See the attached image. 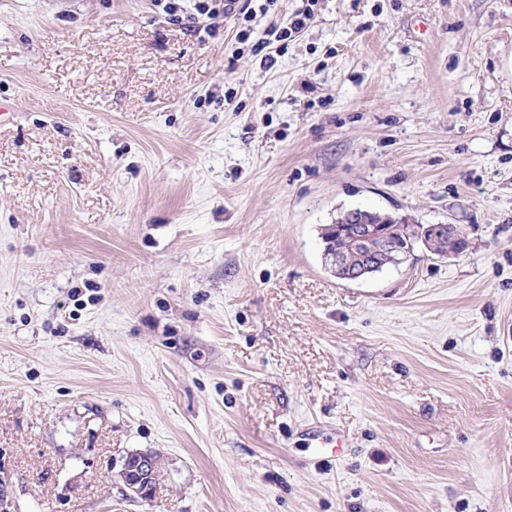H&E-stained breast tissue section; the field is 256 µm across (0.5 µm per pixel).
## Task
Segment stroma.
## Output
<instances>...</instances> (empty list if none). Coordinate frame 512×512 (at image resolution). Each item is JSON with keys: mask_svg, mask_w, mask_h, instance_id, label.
<instances>
[{"mask_svg": "<svg viewBox=\"0 0 512 512\" xmlns=\"http://www.w3.org/2000/svg\"><path fill=\"white\" fill-rule=\"evenodd\" d=\"M207 23L0 0V512H512V0ZM355 207L468 247L338 279ZM241 7L237 8L239 0H201L196 1L195 9L201 15H207L210 19L224 16V19L234 18L237 24L235 52L243 53L246 49L253 56L261 55V63L265 67H272L275 62V54L283 52L288 48V42L302 32L311 17L313 6L318 0H304L306 6L296 11L286 25L272 26L264 37L254 38V27L256 17L267 15L277 3V0H246ZM252 2H257L251 6ZM448 225L450 226V230L452 236L458 238L465 243V248L467 246V236L466 233L457 225L454 224H431L432 230L431 233H434V230H438L437 237L440 243L439 251L443 254L452 252L455 250V242L453 241V237L450 233H448ZM464 248V250H465ZM159 458L151 451H134L123 459L120 470L122 491L127 498L150 500L156 492Z\"/></svg>", "mask_w": 512, "mask_h": 512, "instance_id": "35a3bbf8", "label": "stroma"}]
</instances>
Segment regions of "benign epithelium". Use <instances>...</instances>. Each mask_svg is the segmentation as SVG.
Here are the masks:
<instances>
[{
	"label": "benign epithelium",
	"mask_w": 512,
	"mask_h": 512,
	"mask_svg": "<svg viewBox=\"0 0 512 512\" xmlns=\"http://www.w3.org/2000/svg\"><path fill=\"white\" fill-rule=\"evenodd\" d=\"M333 235L344 240L338 248L330 241L325 246L326 258L330 259L337 277L353 280L364 277L376 268L378 256L384 253L407 256L418 242L430 248L427 229L413 224H374L368 222L357 210H350L331 225ZM356 254L367 261L363 271L349 273L346 256ZM159 458L151 451H134L123 459L120 470L124 495L130 499L148 501L156 492Z\"/></svg>",
	"instance_id": "obj_1"
}]
</instances>
